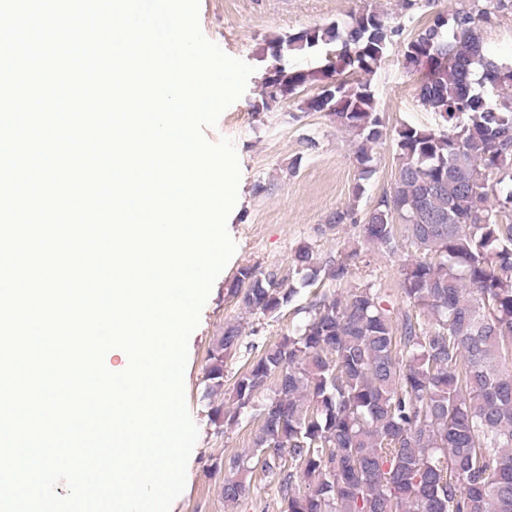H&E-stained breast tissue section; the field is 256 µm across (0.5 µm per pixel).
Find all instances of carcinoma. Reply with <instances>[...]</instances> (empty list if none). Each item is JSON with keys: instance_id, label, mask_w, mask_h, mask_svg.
<instances>
[{"instance_id": "obj_1", "label": "carcinoma", "mask_w": 512, "mask_h": 512, "mask_svg": "<svg viewBox=\"0 0 512 512\" xmlns=\"http://www.w3.org/2000/svg\"><path fill=\"white\" fill-rule=\"evenodd\" d=\"M491 15L438 14L403 43L439 128L397 130L394 182L367 209L361 232L392 255L410 248L399 287L413 311L386 304L374 283L324 295L248 363L232 406L213 412L227 427L248 407L259 418L251 454L230 460L226 507L245 498L250 461L261 457V470L278 478L279 512H512V58L486 51ZM402 31L365 8L270 39L272 58L332 44L336 56L320 70L264 78L255 111L318 84L300 110L324 112L350 132L360 176L370 175L387 131L366 76ZM347 69L357 78H336ZM328 224H358L355 207ZM358 255L322 264L302 245L289 275L245 266L227 292L251 311L275 313L298 294L292 278L303 287L321 274L341 282ZM241 340L240 326H224L208 395L223 388L224 363Z\"/></svg>"}]
</instances>
